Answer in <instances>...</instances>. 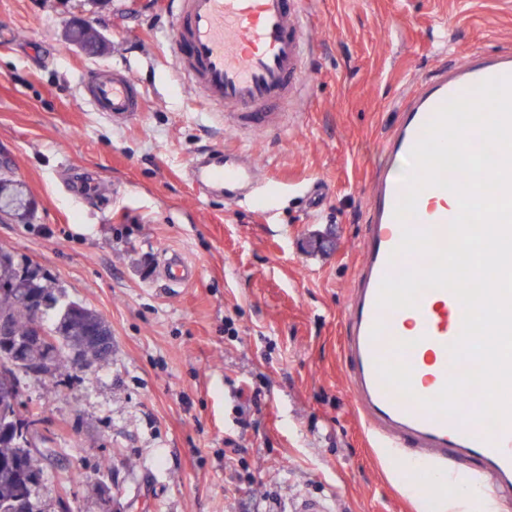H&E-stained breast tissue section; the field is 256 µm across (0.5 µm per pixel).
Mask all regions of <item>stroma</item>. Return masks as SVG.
I'll return each instance as SVG.
<instances>
[{"label": "stroma", "mask_w": 512, "mask_h": 512, "mask_svg": "<svg viewBox=\"0 0 512 512\" xmlns=\"http://www.w3.org/2000/svg\"><path fill=\"white\" fill-rule=\"evenodd\" d=\"M299 97L247 150L264 209L197 196L199 152L234 147L173 68L166 0H0V177L38 204L0 247L99 313L112 359L61 384L22 377L43 411L45 512H418L415 450L375 448L347 382V301L372 222L370 180L409 92L512 48V0H306ZM104 40L69 43L74 19ZM126 71L143 110L95 111L84 80ZM322 184L318 208L308 191ZM198 276L177 287L166 251Z\"/></svg>", "instance_id": "obj_1"}]
</instances>
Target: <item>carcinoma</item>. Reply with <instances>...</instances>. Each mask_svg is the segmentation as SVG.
<instances>
[{
	"instance_id": "cac0c4a2",
	"label": "carcinoma",
	"mask_w": 512,
	"mask_h": 512,
	"mask_svg": "<svg viewBox=\"0 0 512 512\" xmlns=\"http://www.w3.org/2000/svg\"><path fill=\"white\" fill-rule=\"evenodd\" d=\"M28 200L23 186L0 179V201ZM9 250L0 248V317L12 321V334L0 337V512H44L39 497L43 481V451L28 447L27 435L43 421L39 407L20 410L18 381L22 375L52 383L105 362L99 343L88 336V327L100 315L84 306L64 311L59 291L42 286L39 270H25ZM42 304V316L52 338L44 344L30 336L27 301Z\"/></svg>"
}]
</instances>
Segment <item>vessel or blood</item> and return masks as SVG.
<instances>
[{"instance_id":"vessel-or-blood-1","label":"vessel or blood","mask_w":512,"mask_h":512,"mask_svg":"<svg viewBox=\"0 0 512 512\" xmlns=\"http://www.w3.org/2000/svg\"><path fill=\"white\" fill-rule=\"evenodd\" d=\"M300 2L170 0L175 66L206 104L229 115V128L247 127L257 133L277 127L278 106L295 95L302 78L310 21ZM503 76H512L511 53L474 58L453 72L439 73L411 95L397 128L385 142L386 149L408 159L425 124L447 100ZM84 89L97 111L116 117L132 116L142 109L130 74L94 72ZM189 173L198 192L255 208L264 199L257 169L244 146L197 158ZM404 191L402 177L383 172L372 180L374 219L363 242L355 293L346 313L343 351L351 366L350 385L362 411L384 433L386 447H397L400 439L409 438L428 457L444 456L453 449L480 462L487 482L512 487V422L492 437L483 425H458L401 397L377 372V359L393 357L395 341L414 338L416 346L402 355L412 368L413 389L425 398L435 396L453 371L447 346L458 337L462 325L460 303L443 289L425 291L417 307L409 310H387L377 303L382 279L410 263L406 257L390 259L401 240L394 209ZM421 196L414 225L432 229L437 243H445L448 224L456 215L448 207V191L428 187ZM159 275L182 286L195 279L196 268L173 255L164 261Z\"/></svg>"}]
</instances>
